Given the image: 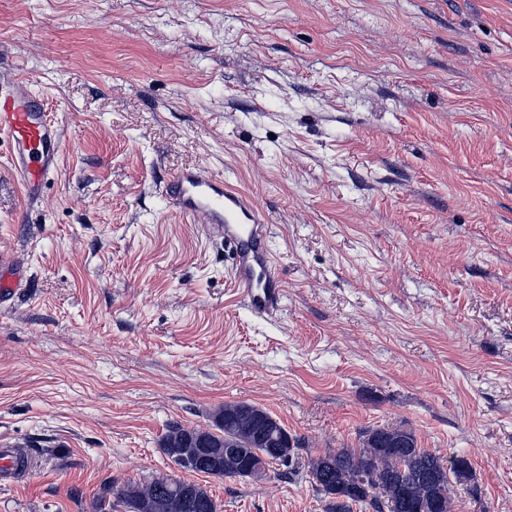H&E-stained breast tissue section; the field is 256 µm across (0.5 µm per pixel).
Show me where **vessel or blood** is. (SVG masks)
<instances>
[{
    "instance_id": "obj_1",
    "label": "vessel or blood",
    "mask_w": 512,
    "mask_h": 512,
    "mask_svg": "<svg viewBox=\"0 0 512 512\" xmlns=\"http://www.w3.org/2000/svg\"><path fill=\"white\" fill-rule=\"evenodd\" d=\"M0 137L9 144L13 171L28 199H36L58 166L61 137L26 82L12 80L0 89ZM164 194L183 215L205 214L208 229L223 238L232 278L247 308L259 317L277 311L285 296L284 279L258 207L223 176L196 169L172 176ZM18 461L14 446H0V485L11 480Z\"/></svg>"
}]
</instances>
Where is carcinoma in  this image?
I'll return each instance as SVG.
<instances>
[{
    "mask_svg": "<svg viewBox=\"0 0 512 512\" xmlns=\"http://www.w3.org/2000/svg\"><path fill=\"white\" fill-rule=\"evenodd\" d=\"M216 431L171 423L162 437L163 454L192 456L186 471L207 474L210 457L221 458L224 476L232 478L258 455L276 457L288 451L291 473L306 476L328 498L326 512H451L453 485L471 479L463 457H444L417 445L403 427H379L361 432L358 448L329 449L300 465L298 448L285 446V428L269 413L246 402L227 403L215 416ZM125 512H217L202 486L169 474H156L117 493Z\"/></svg>",
    "mask_w": 512,
    "mask_h": 512,
    "instance_id": "carcinoma-1",
    "label": "carcinoma"
}]
</instances>
